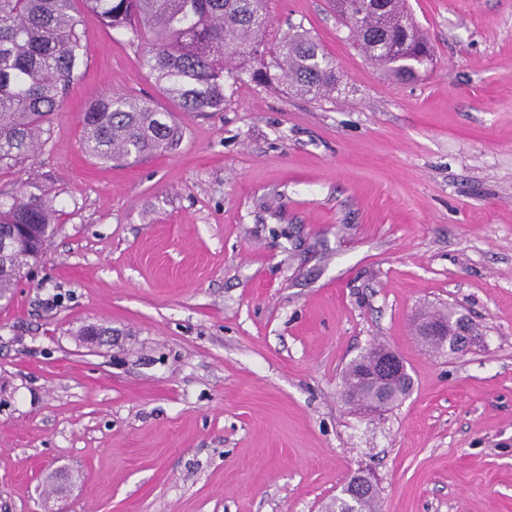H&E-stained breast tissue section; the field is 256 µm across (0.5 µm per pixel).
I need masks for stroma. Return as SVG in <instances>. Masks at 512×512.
Wrapping results in <instances>:
<instances>
[{
	"instance_id": "obj_1",
	"label": "stroma",
	"mask_w": 512,
	"mask_h": 512,
	"mask_svg": "<svg viewBox=\"0 0 512 512\" xmlns=\"http://www.w3.org/2000/svg\"><path fill=\"white\" fill-rule=\"evenodd\" d=\"M407 6L434 55L398 83L327 0H269L334 97L229 80L222 111L175 113L176 149L107 164L80 113L155 87L81 12L47 146L0 173L57 225L0 301V512H330L365 467L380 512H512V0ZM443 306L479 345L425 349ZM374 344L412 387L364 414L342 376Z\"/></svg>"
}]
</instances>
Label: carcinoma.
<instances>
[{
  "label": "carcinoma",
  "mask_w": 512,
  "mask_h": 512,
  "mask_svg": "<svg viewBox=\"0 0 512 512\" xmlns=\"http://www.w3.org/2000/svg\"><path fill=\"white\" fill-rule=\"evenodd\" d=\"M112 29H122L130 42L145 43L144 65L158 93L182 112L224 109V82L247 74L258 83L277 82L297 95L333 97L339 82L335 60L315 40L295 33L268 39V0H0V170H10L48 143L46 125L62 105L66 88L88 54L80 32L77 3ZM332 0L338 20L349 29L370 59L398 81L414 78L411 61L394 62L387 49L400 39L431 55L427 35L407 21L404 0ZM271 58L265 64V58ZM250 61L260 68L242 69ZM82 148L98 160L135 159L166 152L178 145L182 130L170 110L151 96L113 92L101 95L81 115ZM55 210L42 195L0 190V229L36 224L40 236L23 242L16 253L0 255V300L21 278V268L38 259ZM439 320L471 329L451 309L432 313ZM344 387L353 391L355 407L373 405L381 411L397 406L411 389V378L392 387L359 388L346 371ZM378 493L336 499L334 512H366Z\"/></svg>",
  "instance_id": "obj_1"
}]
</instances>
